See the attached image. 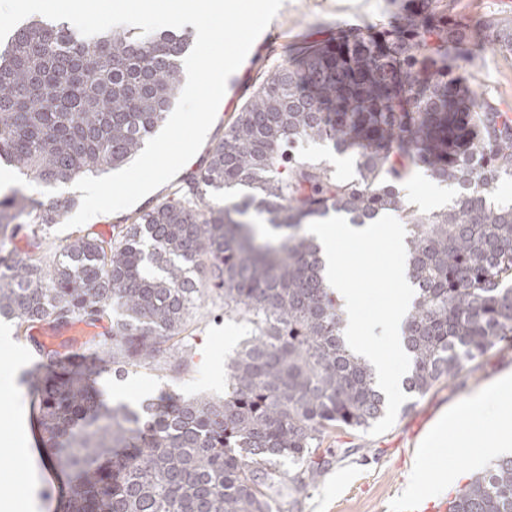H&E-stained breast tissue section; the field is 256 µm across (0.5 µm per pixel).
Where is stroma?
<instances>
[{"mask_svg":"<svg viewBox=\"0 0 512 512\" xmlns=\"http://www.w3.org/2000/svg\"><path fill=\"white\" fill-rule=\"evenodd\" d=\"M395 9L393 0H284L243 63L228 78L206 144H214L223 136L225 124L239 111L253 86L273 67L286 62L292 48L335 36L346 21L354 20L361 26L387 22ZM466 71L475 92H489L512 114V56L489 50L467 65ZM181 184V177H174L134 208L98 215L84 228L109 235L113 225L171 195ZM191 330L195 366L187 375L170 378L140 369L122 380H109L108 390L122 389L130 403L156 398L165 391L185 398L223 396L224 357L237 346L243 332L240 326L225 321L222 293L207 292ZM510 368L512 344L505 343L469 365L458 382L439 383L416 398L412 408L398 412L388 431L377 436L331 433L326 444L333 450L332 464L314 485L298 495L294 512H410L409 502L428 503V486L449 467H456L467 478L483 471L489 459L473 460L471 449L456 447L450 441L429 450L423 444L443 411L452 409L464 395L488 387L499 373ZM32 407L20 383L13 394L0 397V445L16 440L21 450H28L30 430L37 425Z\"/></svg>","mask_w":512,"mask_h":512,"instance_id":"35a3bbf8","label":"stroma"}]
</instances>
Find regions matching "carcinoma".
Here are the masks:
<instances>
[{
    "mask_svg": "<svg viewBox=\"0 0 512 512\" xmlns=\"http://www.w3.org/2000/svg\"><path fill=\"white\" fill-rule=\"evenodd\" d=\"M454 10V0H401L394 21L299 51L268 72L174 196L107 237L71 236L50 264L44 231L75 200L0 194V241L30 236L24 255L0 258V317L31 343L25 383L48 464L72 477L60 512H293L286 489L321 476L328 435L384 416L373 366L342 336L314 221L400 213L410 227V397L512 339V201L496 196L512 180V117L457 75L475 58L474 32L511 55L512 23ZM191 45L174 31L20 26L0 50V159L44 187L126 164L165 121ZM320 142L352 154L357 177L292 153ZM418 172L453 188L447 208L407 206L401 186ZM210 191L229 204H203ZM252 213L282 235L261 232ZM212 288L224 319L245 329L224 357V398L111 403L71 367L90 355L92 372L118 380L139 368L181 376ZM43 322L59 334L107 326L50 348L29 335ZM448 512H512V457L458 486Z\"/></svg>",
    "mask_w": 512,
    "mask_h": 512,
    "instance_id": "1",
    "label": "carcinoma"
}]
</instances>
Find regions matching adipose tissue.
<instances>
[{"instance_id": "ef3b65f1", "label": "adipose tissue", "mask_w": 512, "mask_h": 512, "mask_svg": "<svg viewBox=\"0 0 512 512\" xmlns=\"http://www.w3.org/2000/svg\"><path fill=\"white\" fill-rule=\"evenodd\" d=\"M450 436L484 455L512 452V371L500 375L493 390L475 393L462 410L449 412L435 439Z\"/></svg>"}]
</instances>
